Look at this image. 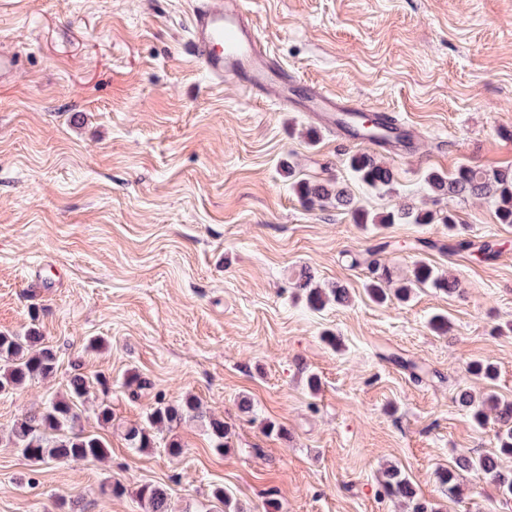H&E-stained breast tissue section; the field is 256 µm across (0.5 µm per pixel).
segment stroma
<instances>
[{"label":"stroma","mask_w":512,"mask_h":512,"mask_svg":"<svg viewBox=\"0 0 512 512\" xmlns=\"http://www.w3.org/2000/svg\"><path fill=\"white\" fill-rule=\"evenodd\" d=\"M245 6L289 71L395 113L415 146L361 148L210 83L187 49L190 0H0V52L19 61L0 82V332L38 328L58 359L53 378L0 395V512H143L145 485L163 488L172 512H220L218 486L246 512H404L380 493L391 463L434 512H512L474 472L454 497L436 481L458 456L496 446L495 425L476 426L459 391L512 400V227L484 199L424 184L462 164L512 168V0ZM361 149L393 169L392 191L355 179L348 159ZM296 178L347 184L373 214L410 205L437 221L363 228L334 204L303 203ZM462 239L473 249L456 250ZM382 242L395 281L420 261L458 292L372 302L362 259ZM306 270L347 288L350 304L309 307ZM436 313L447 334L430 329ZM485 359L490 381L470 372ZM77 373L111 381V422L93 399L76 422L108 455L33 464L6 436ZM131 373L146 383L135 398ZM159 394L197 397L231 425V449L216 451L199 420L129 448L126 428ZM270 422L287 437L267 435ZM114 483L123 495L107 492Z\"/></svg>","instance_id":"35a3bbf8"}]
</instances>
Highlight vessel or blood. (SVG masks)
I'll return each instance as SVG.
<instances>
[{"label":"vessel or blood","mask_w":512,"mask_h":512,"mask_svg":"<svg viewBox=\"0 0 512 512\" xmlns=\"http://www.w3.org/2000/svg\"><path fill=\"white\" fill-rule=\"evenodd\" d=\"M188 49L213 84H234L250 99L275 97L330 130H337L342 115L363 109L355 100L314 89L298 94L293 74L251 25L244 0H193Z\"/></svg>","instance_id":"b4317fda"}]
</instances>
